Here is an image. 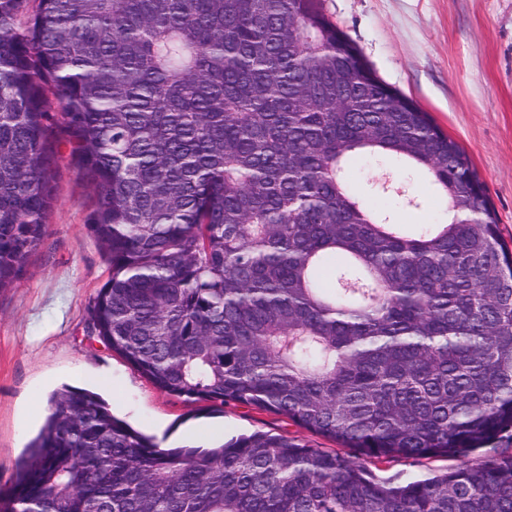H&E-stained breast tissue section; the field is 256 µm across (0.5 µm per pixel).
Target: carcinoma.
Segmentation results:
<instances>
[{"mask_svg":"<svg viewBox=\"0 0 512 512\" xmlns=\"http://www.w3.org/2000/svg\"><path fill=\"white\" fill-rule=\"evenodd\" d=\"M0 0V291L43 245L61 149L109 265L91 333L190 402L287 417L163 448L95 393L50 397L0 512H512V250L473 164L322 0ZM57 101L60 116L52 114ZM426 170L407 230L346 170ZM453 456L432 477L394 458ZM392 170L397 179L403 180L409 191L417 196L421 205L417 208L408 206L401 196L393 195L386 203L385 210L396 224H436L444 221L446 200L433 186L430 179L420 170L407 171L401 166L380 157H368L360 160L346 172L352 184L365 192L370 191L372 183L377 182L383 173ZM460 461L451 457L421 458V459H395L381 471L375 470L377 475L387 477L400 475L404 480L421 479L433 472H442L456 468Z\"/></svg>","mask_w":512,"mask_h":512,"instance_id":"cac0c4a2","label":"carcinoma"}]
</instances>
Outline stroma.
<instances>
[{
  "mask_svg": "<svg viewBox=\"0 0 512 512\" xmlns=\"http://www.w3.org/2000/svg\"><path fill=\"white\" fill-rule=\"evenodd\" d=\"M324 8L378 77L464 148L512 245V0H324ZM389 170L421 201L415 208L391 196L385 209L394 223L445 220L446 200L422 171L368 157L346 176L367 192ZM92 197L61 157L45 242L23 278L0 292V490L10 487L43 428L51 395L65 386L98 394L114 415L165 448L182 447L188 433L210 448L264 431L338 451L334 440L268 411L165 394L91 335L90 306L108 277L87 227Z\"/></svg>",
  "mask_w": 512,
  "mask_h": 512,
  "instance_id": "35a3bbf8",
  "label": "stroma"
}]
</instances>
